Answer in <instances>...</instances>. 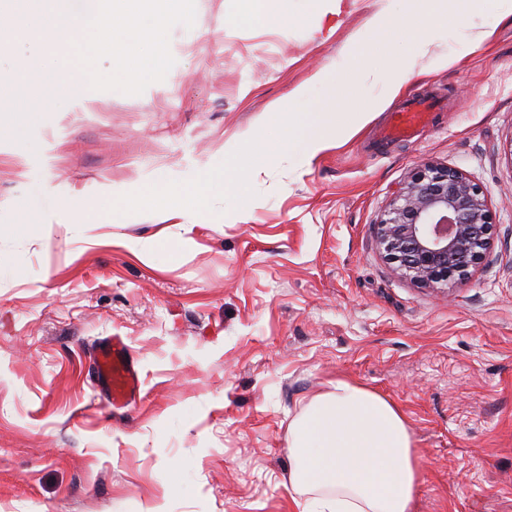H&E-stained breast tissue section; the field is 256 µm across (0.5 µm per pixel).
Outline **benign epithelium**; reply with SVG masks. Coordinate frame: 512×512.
I'll list each match as a JSON object with an SVG mask.
<instances>
[{"instance_id": "7a95c632", "label": "benign epithelium", "mask_w": 512, "mask_h": 512, "mask_svg": "<svg viewBox=\"0 0 512 512\" xmlns=\"http://www.w3.org/2000/svg\"><path fill=\"white\" fill-rule=\"evenodd\" d=\"M492 217L463 172L428 164L412 173L377 224V245L401 278L443 289L465 280L490 243Z\"/></svg>"}]
</instances>
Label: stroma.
<instances>
[{
  "instance_id": "obj_1",
  "label": "stroma",
  "mask_w": 512,
  "mask_h": 512,
  "mask_svg": "<svg viewBox=\"0 0 512 512\" xmlns=\"http://www.w3.org/2000/svg\"><path fill=\"white\" fill-rule=\"evenodd\" d=\"M200 0L175 64L142 94L86 89L0 141V512H299L288 434L343 378L406 417L414 512H512V0L462 29L375 48L397 0H275L258 28ZM410 74L390 88L395 57ZM347 73V128L164 220L87 224L77 200L183 184L268 112L316 119ZM441 103L410 143L376 131L407 96ZM482 190L490 247L446 295L397 276L376 226L411 173ZM41 227L23 228L20 203ZM119 336L140 393L112 410L95 360Z\"/></svg>"
}]
</instances>
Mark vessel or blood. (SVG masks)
I'll return each mask as SVG.
<instances>
[{"instance_id": "1", "label": "vessel or blood", "mask_w": 512, "mask_h": 512, "mask_svg": "<svg viewBox=\"0 0 512 512\" xmlns=\"http://www.w3.org/2000/svg\"><path fill=\"white\" fill-rule=\"evenodd\" d=\"M431 120V104L414 97L394 112L391 123L383 128L380 137L385 141L412 139L418 128ZM97 375L106 385L113 407L121 408L134 398L140 388L138 372L130 358L127 345L120 338L103 346L97 356Z\"/></svg>"}]
</instances>
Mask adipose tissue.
I'll return each instance as SVG.
<instances>
[{"instance_id": "1", "label": "adipose tissue", "mask_w": 512, "mask_h": 512, "mask_svg": "<svg viewBox=\"0 0 512 512\" xmlns=\"http://www.w3.org/2000/svg\"><path fill=\"white\" fill-rule=\"evenodd\" d=\"M344 113L311 123L296 113H273L269 131L226 152L223 159L172 189L158 181L142 188L136 207L166 216L171 203L204 211L214 195L244 197L249 175L270 153L313 158L341 131ZM289 480L303 495L301 512H411L420 478L402 412L388 400L344 379L312 396L288 436Z\"/></svg>"}]
</instances>
